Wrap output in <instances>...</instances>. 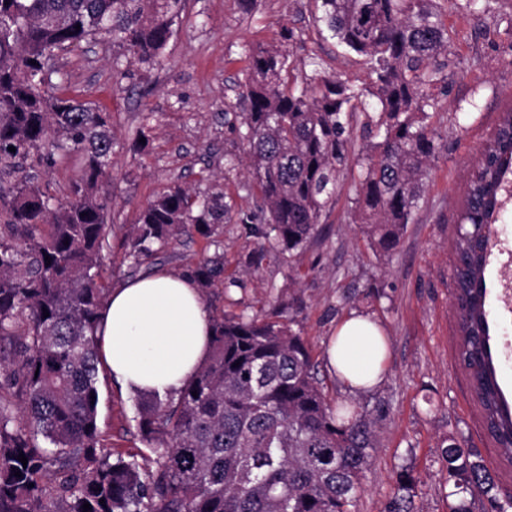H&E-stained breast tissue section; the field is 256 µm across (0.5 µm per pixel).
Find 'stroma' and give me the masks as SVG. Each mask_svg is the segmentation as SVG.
<instances>
[{
    "instance_id": "obj_1",
    "label": "stroma",
    "mask_w": 512,
    "mask_h": 512,
    "mask_svg": "<svg viewBox=\"0 0 512 512\" xmlns=\"http://www.w3.org/2000/svg\"><path fill=\"white\" fill-rule=\"evenodd\" d=\"M434 6L450 35L445 68L450 93L431 119L441 138L425 198L397 250L386 256L375 252L352 221L354 170L341 174L335 202L299 256L259 251L257 237L241 224L224 225L221 235L210 239L195 233L181 237L140 265L126 255L141 208L167 186L198 193L221 183L237 208L255 209L246 177L224 174L225 154L241 152L225 116L242 90L248 53L278 43L282 27L296 33L295 60L315 57L323 74L368 81L361 57L320 35L315 0H186L162 65L136 70L119 83L112 62L120 50L111 37L59 52L55 60L54 82L111 112L118 141L107 176L112 209L104 289L156 268L181 274L198 260L213 258L242 285L207 298L209 311L290 322L311 353L328 399L351 403L374 423L378 445L355 512H387L400 495L404 471L414 478V512H448L455 499L440 451L451 441L487 466L494 498L512 499V459L488 434L470 376L458 362L452 278L466 180L501 114L512 108V67L504 62L512 53V0H492L489 10L475 12L455 0H434ZM140 128L149 139L141 151L133 146ZM495 229L497 246L484 272L485 308L498 383L512 404V360L503 351L504 337L512 336V313L501 302L512 271L500 252L512 248V196L503 197ZM354 312L378 322L388 345L382 382L355 393L328 372L324 359L329 336ZM134 417L133 395L101 375L100 443L113 455L133 454L146 465L154 454Z\"/></svg>"
}]
</instances>
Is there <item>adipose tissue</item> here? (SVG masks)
Instances as JSON below:
<instances>
[{"instance_id": "adipose-tissue-1", "label": "adipose tissue", "mask_w": 512, "mask_h": 512, "mask_svg": "<svg viewBox=\"0 0 512 512\" xmlns=\"http://www.w3.org/2000/svg\"><path fill=\"white\" fill-rule=\"evenodd\" d=\"M98 330L102 362L125 392L178 394L210 350V314L190 277L160 271L112 290ZM328 369L348 389L383 380L382 327L353 314L340 322L326 349Z\"/></svg>"}]
</instances>
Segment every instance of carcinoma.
Returning a JSON list of instances; mask_svg holds the SVG:
<instances>
[{
	"instance_id": "1",
	"label": "carcinoma",
	"mask_w": 512,
	"mask_h": 512,
	"mask_svg": "<svg viewBox=\"0 0 512 512\" xmlns=\"http://www.w3.org/2000/svg\"><path fill=\"white\" fill-rule=\"evenodd\" d=\"M331 38L362 57V85L311 74L287 87L284 27L277 45L249 53L245 91L230 129L261 202L236 210L222 189L192 193L171 185L140 211L126 256L139 264L190 229L211 238L223 225L259 224V251L293 254L313 237L333 202L340 173L356 166L354 221L379 253L394 251L423 197L438 131L432 89H448V29L430 0H320ZM184 0H0V388L19 401L25 427L0 396V512H352L375 447L370 423L335 411L310 352L290 325L214 314L212 349L176 396H136L142 437L155 469L110 460L99 442L101 352L96 336L103 292L98 279L108 235L109 193L98 184L112 164V116L43 77L58 52L101 34L142 69L161 64ZM36 64H30V61ZM370 140L355 148L353 126ZM15 151H9V148ZM72 153L82 174L62 202L38 184ZM512 171V116L503 113L486 161L467 180L453 269L460 315V361L470 373L487 429L512 452V411L499 388L485 314L487 256L465 235L490 224ZM50 261H45V257ZM218 262L188 271L201 294L224 285ZM197 396H192V392ZM24 454L27 463L18 459ZM441 457L459 493L487 497L494 512L512 502L491 495L484 464L452 441ZM21 472L16 476L15 472Z\"/></svg>"
}]
</instances>
